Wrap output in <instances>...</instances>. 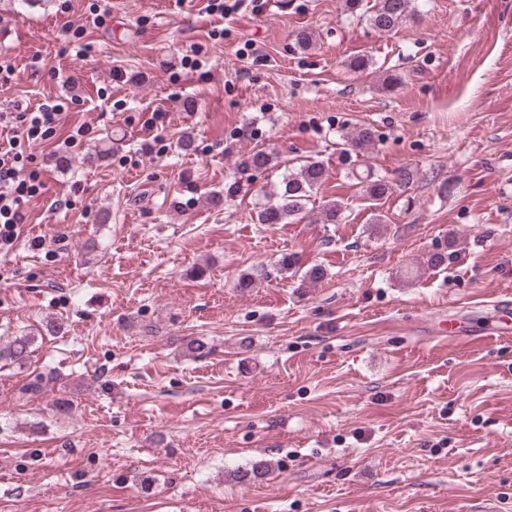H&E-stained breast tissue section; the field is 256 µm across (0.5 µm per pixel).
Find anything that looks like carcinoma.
<instances>
[{"mask_svg": "<svg viewBox=\"0 0 512 512\" xmlns=\"http://www.w3.org/2000/svg\"><path fill=\"white\" fill-rule=\"evenodd\" d=\"M363 11L370 25L380 33H390L403 24L415 19L414 0H372L366 5L364 0H344V11L354 14ZM374 145L373 134L363 128L344 136L339 161L348 169V174L357 181L359 194L367 200L383 199L394 190L405 187L414 181V173L405 167L397 172V179L390 181L372 172L360 173L355 168V157L365 153ZM326 170L320 161H307L298 171L283 178L279 190L268 196L267 201L257 212L260 224H286L290 221L308 220L310 223L337 224L341 221L342 206L333 200L326 204L319 214H314L312 197L324 182ZM33 336H16L0 347V360L7 361L20 368L26 366ZM271 465L267 461H258L251 468L238 470L233 477L239 482H250L270 474Z\"/></svg>", "mask_w": 512, "mask_h": 512, "instance_id": "cac0c4a2", "label": "carcinoma"}]
</instances>
